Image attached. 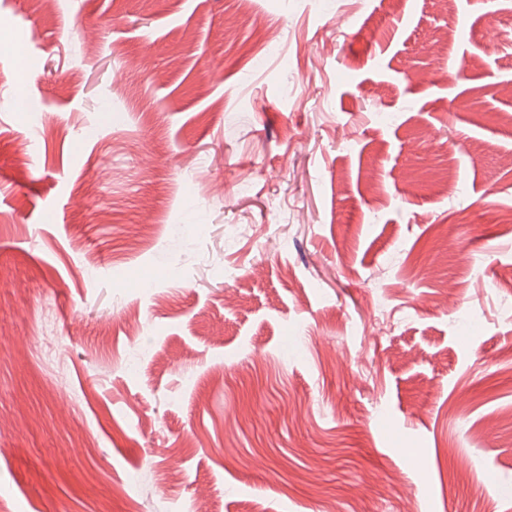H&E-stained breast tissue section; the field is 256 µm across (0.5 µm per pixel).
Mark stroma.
<instances>
[{
  "label": "stroma",
  "mask_w": 512,
  "mask_h": 512,
  "mask_svg": "<svg viewBox=\"0 0 512 512\" xmlns=\"http://www.w3.org/2000/svg\"><path fill=\"white\" fill-rule=\"evenodd\" d=\"M511 157L512 0H0V512H512Z\"/></svg>",
  "instance_id": "obj_1"
}]
</instances>
